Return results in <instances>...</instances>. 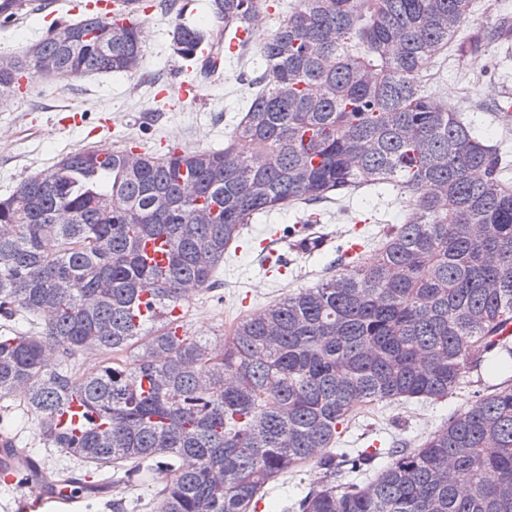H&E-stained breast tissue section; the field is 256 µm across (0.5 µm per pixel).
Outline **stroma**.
I'll return each mask as SVG.
<instances>
[{
	"label": "stroma",
	"instance_id": "obj_1",
	"mask_svg": "<svg viewBox=\"0 0 512 512\" xmlns=\"http://www.w3.org/2000/svg\"><path fill=\"white\" fill-rule=\"evenodd\" d=\"M79 0H47L0 25V53L20 54L38 41L51 22L73 23ZM284 9L261 12L262 24L252 42L225 62L222 73L204 75L174 55L171 32L176 7L160 6L142 17L145 34L141 69L135 74H101L60 80H36L22 96L0 105V195L11 193L30 175L44 172L75 151L122 149L138 141L147 152L179 143L189 151L220 149L227 141L251 92V82L265 71L259 45L275 29ZM426 84L436 102L464 113L487 144L512 158V39L481 49L466 58L437 52ZM394 192L365 187L350 197L315 205L320 229L331 238L326 250L306 255L298 247L299 210L284 208L256 217L224 257L218 271L221 286L194 297L182 308L180 323L190 336L223 334L241 317L274 304L288 292L315 285L335 266L337 249L349 240L348 217L372 215L360 254L370 261L386 224L404 223L407 208L394 202ZM282 255V274H267L263 250ZM486 371L471 372L448 397L429 402L376 404L342 435L344 448H415L445 426L457 412L476 402L480 385H491ZM22 394L0 400V432L15 435L20 447L42 466L68 463L57 448L45 447L30 416L19 408ZM313 465L284 475L268 486L265 512H284L320 480Z\"/></svg>",
	"mask_w": 512,
	"mask_h": 512
}]
</instances>
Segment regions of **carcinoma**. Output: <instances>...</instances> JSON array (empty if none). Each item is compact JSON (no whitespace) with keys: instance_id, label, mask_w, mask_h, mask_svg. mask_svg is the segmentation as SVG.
I'll use <instances>...</instances> for the list:
<instances>
[{"instance_id":"cac0c4a2","label":"carcinoma","mask_w":512,"mask_h":512,"mask_svg":"<svg viewBox=\"0 0 512 512\" xmlns=\"http://www.w3.org/2000/svg\"><path fill=\"white\" fill-rule=\"evenodd\" d=\"M266 0H210L218 30L185 21L186 61L234 38ZM474 0H290L259 45L266 61L222 149L79 150L0 197V399L21 390L49 448L160 488L148 512H257L275 478L308 463L322 480L294 512H512V376L419 447L334 451L374 402L437 400L465 374L508 367L512 164L462 114L426 94L432 56L465 57L512 33L460 36ZM83 19L0 61V101L19 82L134 73L139 22ZM390 184L410 218L370 263L246 316L222 336L173 331L172 311L208 290L254 216ZM166 246L164 265L144 253ZM83 352L98 365L77 374ZM78 427L59 422L72 404ZM72 482L68 468L39 472Z\"/></svg>"}]
</instances>
